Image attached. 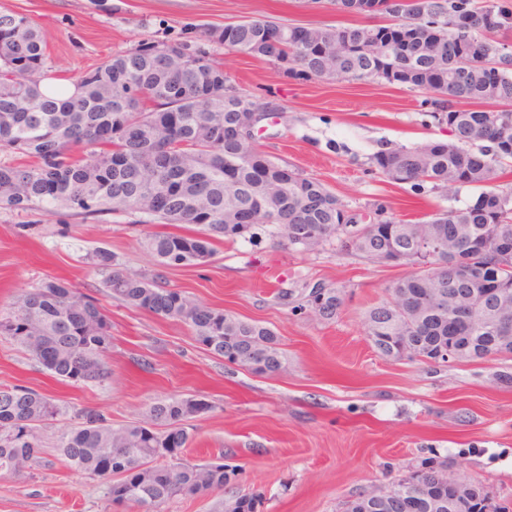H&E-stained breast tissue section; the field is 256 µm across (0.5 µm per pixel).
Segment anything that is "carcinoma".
I'll return each mask as SVG.
<instances>
[{
	"label": "carcinoma",
	"instance_id": "cac0c4a2",
	"mask_svg": "<svg viewBox=\"0 0 512 512\" xmlns=\"http://www.w3.org/2000/svg\"><path fill=\"white\" fill-rule=\"evenodd\" d=\"M352 17L383 15L378 25L304 26L271 20H240L204 28L201 38L276 66L288 63L294 78L383 80L432 94L431 117L448 138L419 147H400L371 157L372 167L395 184L430 182L454 192L479 190L474 203L438 209L418 222L385 218L376 226L349 229L344 205L319 180L275 161L229 133L238 113L263 112L268 104L226 87L224 65L188 42H141L87 70L66 98L44 92L47 77L42 33L33 18L0 12V151L32 155L35 165L0 164V206L25 211L58 208L79 215L134 211L143 223L194 224L193 234L148 232L144 247L163 268L207 262L215 243L250 234L239 223L246 212L269 224L296 251L314 250L336 239L340 247L375 262L397 254L398 265L417 270L396 280L385 299L366 311L367 335L381 355L426 363L448 347L452 306L468 302L489 313L493 298L481 287L454 278L458 257L479 266L496 265L494 244L512 238V190L497 182L512 173V56L501 53L512 37V8L489 0H379L377 10L362 0H333ZM497 104L503 110H468L466 104ZM108 129L110 137L100 138ZM450 224L461 226L457 244L429 260L433 276L418 269L422 244ZM108 296L188 324L210 353L259 376L286 369L275 333L220 308L206 307L185 292L126 270L106 250L90 255ZM325 293L318 315L330 319L344 303V291ZM0 337L23 349L53 377L84 387L111 378L107 353L112 326L98 298L64 281H49L0 309ZM456 361L512 354V339L486 327L460 336ZM211 405L193 397L151 404L140 418L115 425L101 411L82 408L57 436L68 466L101 480L107 497L134 508L160 512L175 497L224 492L230 476L224 464H193L181 454L189 423ZM63 410L23 385L0 387V476H14L39 464L40 430ZM165 430L160 431L158 427ZM450 476L442 467L414 470L381 487L371 485L343 504V512H436L417 507L437 494L443 512H474L469 501L491 498L480 483L448 496ZM259 498L237 494L219 501L218 512H256Z\"/></svg>",
	"mask_w": 512,
	"mask_h": 512
}]
</instances>
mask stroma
Listing matches in <instances>:
<instances>
[{
    "instance_id": "obj_1",
    "label": "stroma",
    "mask_w": 512,
    "mask_h": 512,
    "mask_svg": "<svg viewBox=\"0 0 512 512\" xmlns=\"http://www.w3.org/2000/svg\"><path fill=\"white\" fill-rule=\"evenodd\" d=\"M0 12L34 18L52 76L71 83L141 41H179L207 25L351 22L327 0H108L104 9L91 0H0ZM218 55L238 91L272 107L255 130L257 145L320 179L354 217L380 210L415 222L476 197L470 187L451 197L430 183L395 184L371 170L381 150L444 136L421 108L424 93L378 81H296L268 61L223 49ZM148 230L122 212L82 218L0 206V309L61 279L99 297L112 324V377L102 387L52 378L0 337V385L34 388L65 409L44 434L42 466L0 478V512H134L110 503L100 480L66 466L53 435L71 425L75 409H98L121 424L178 396L211 405L193 420L184 459L233 470L234 490L260 495L257 512H341L369 485L428 464L466 474L512 512V356L429 365L383 357L368 339L366 310L406 267L341 251L334 241L300 253L258 224L251 238L217 244L209 264L161 270L142 246ZM97 248L128 270L163 273L166 287L266 325L286 352V371L252 374L208 352L185 322L107 296L88 259ZM317 284L345 292L333 318H320L306 302ZM142 360L149 370L139 368Z\"/></svg>"
}]
</instances>
